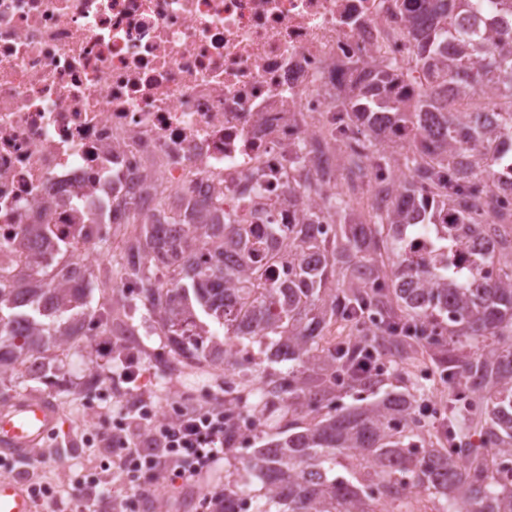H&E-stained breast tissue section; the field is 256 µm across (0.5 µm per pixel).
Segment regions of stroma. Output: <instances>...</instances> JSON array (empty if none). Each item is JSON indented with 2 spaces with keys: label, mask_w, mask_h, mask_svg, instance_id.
I'll list each match as a JSON object with an SVG mask.
<instances>
[{
  "label": "stroma",
  "mask_w": 512,
  "mask_h": 512,
  "mask_svg": "<svg viewBox=\"0 0 512 512\" xmlns=\"http://www.w3.org/2000/svg\"><path fill=\"white\" fill-rule=\"evenodd\" d=\"M93 301L109 308L111 317L107 326L91 327L88 349L67 358L47 355L40 372L14 373L0 387V406L22 394L47 395L57 404L60 419L46 441L57 462L35 471L33 478L57 486L63 512H78L77 502L70 498L68 476L80 475L101 461L99 451L83 441L91 428L128 417L142 398L151 401L156 411L172 416L186 403L232 406L241 395L238 379L225 375L222 364L175 360L144 302L129 301L119 280L95 289ZM381 390L405 392L416 401L428 400L438 406L451 395L447 384L428 369L416 373L411 382L385 371ZM279 430L278 414H265L261 425L245 432L233 450L194 486L162 490L141 482L136 512H201L202 492L223 490L226 472L240 466L253 448L275 438Z\"/></svg>",
  "instance_id": "obj_1"
}]
</instances>
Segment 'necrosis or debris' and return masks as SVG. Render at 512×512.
Segmentation results:
<instances>
[{
	"instance_id": "1",
	"label": "necrosis or debris",
	"mask_w": 512,
	"mask_h": 512,
	"mask_svg": "<svg viewBox=\"0 0 512 512\" xmlns=\"http://www.w3.org/2000/svg\"><path fill=\"white\" fill-rule=\"evenodd\" d=\"M402 0H0V239L78 254L183 193L298 224L297 157L335 187V105L363 65H414ZM98 225L92 234L90 225ZM30 227L27 229V236L13 241L0 242V252L12 251L29 246L30 240L55 235V225L52 224H28Z\"/></svg>"
}]
</instances>
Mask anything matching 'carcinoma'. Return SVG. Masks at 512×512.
Segmentation results:
<instances>
[{
	"mask_svg": "<svg viewBox=\"0 0 512 512\" xmlns=\"http://www.w3.org/2000/svg\"><path fill=\"white\" fill-rule=\"evenodd\" d=\"M432 23L410 18L418 38L415 67L365 70L337 98L361 137L347 148L352 174L397 164L410 172L398 187L379 185L371 203L354 208V183L322 192V210L288 225V245L276 224H185L179 199L155 197L154 217L175 226L160 237L141 224L120 262L119 277L140 285L176 358L224 361L243 387H260L239 402L238 414L280 410L288 435L256 448L243 461L260 479L277 512H380L408 490L437 498L439 512H512V235L500 228L512 214L479 218L486 187L512 181V0H434ZM410 79L412 100L390 85ZM493 97L484 112H448V94ZM428 123V140L417 139ZM398 128L408 143L386 153L380 144ZM336 218L322 229L321 212ZM28 235L0 242V252L55 235L53 224H32ZM415 237L426 238L420 250ZM205 239L209 255L196 258ZM469 264L456 268V253ZM59 262L74 277L58 281L31 255L0 278V377L69 341L110 312L92 307L86 274L70 254ZM343 322L354 339L320 341ZM295 363L270 373L246 364L236 347ZM425 343L439 377L452 386L448 421L430 439L414 400L389 393L381 400L307 419L343 390L381 382L359 369L362 357L409 361L404 348ZM479 434L474 445L466 432ZM248 495L224 488V512H249Z\"/></svg>",
	"mask_w": 512,
	"mask_h": 512,
	"instance_id": "obj_1",
	"label": "carcinoma"
}]
</instances>
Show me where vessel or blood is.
<instances>
[{
    "mask_svg": "<svg viewBox=\"0 0 512 512\" xmlns=\"http://www.w3.org/2000/svg\"><path fill=\"white\" fill-rule=\"evenodd\" d=\"M59 419L56 403L46 396H22L0 407V454L31 457ZM0 512H33L24 482L0 480Z\"/></svg>",
    "mask_w": 512,
    "mask_h": 512,
    "instance_id": "obj_1",
    "label": "vessel or blood"
}]
</instances>
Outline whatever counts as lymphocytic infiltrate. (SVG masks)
<instances>
[{
	"label": "lymphocytic infiltrate",
	"mask_w": 512,
	"mask_h": 512,
	"mask_svg": "<svg viewBox=\"0 0 512 512\" xmlns=\"http://www.w3.org/2000/svg\"><path fill=\"white\" fill-rule=\"evenodd\" d=\"M239 431L237 417L220 405H186L162 423L153 407L141 404L136 416L87 436L89 446L98 448L104 459L73 480L71 493L84 512H133V501L113 496V479L132 484L144 473L172 485L194 483L223 459Z\"/></svg>",
	"instance_id": "obj_1"
}]
</instances>
